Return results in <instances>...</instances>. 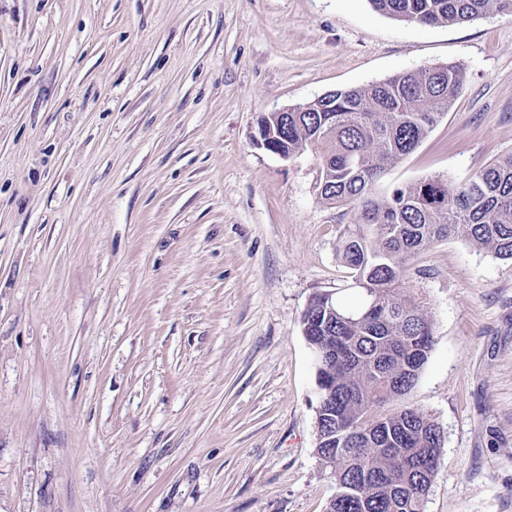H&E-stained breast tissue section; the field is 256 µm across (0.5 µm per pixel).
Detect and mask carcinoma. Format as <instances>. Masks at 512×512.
<instances>
[{
	"label": "carcinoma",
	"mask_w": 512,
	"mask_h": 512,
	"mask_svg": "<svg viewBox=\"0 0 512 512\" xmlns=\"http://www.w3.org/2000/svg\"><path fill=\"white\" fill-rule=\"evenodd\" d=\"M370 2L429 25L512 14V0ZM464 78L459 64L425 67L330 92L277 119L289 156L310 149L319 158L320 198L356 215L337 246L354 299L317 293L302 319L319 379L317 453L335 484L327 512H426L441 427L414 408L386 409L415 386L434 342L427 308L399 288L406 264L450 237L512 260V154L451 189L432 177L375 191L451 110Z\"/></svg>",
	"instance_id": "carcinoma-1"
}]
</instances>
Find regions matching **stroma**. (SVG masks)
Instances as JSON below:
<instances>
[{"mask_svg":"<svg viewBox=\"0 0 512 512\" xmlns=\"http://www.w3.org/2000/svg\"><path fill=\"white\" fill-rule=\"evenodd\" d=\"M465 82L379 188L512 153V15L370 0H0V512H326L315 293L350 298L318 160L260 118L422 67ZM434 344L426 512H512V261L461 238L402 281ZM396 19L420 24L462 23L490 11L512 14V0H370Z\"/></svg>","mask_w":512,"mask_h":512,"instance_id":"35a3bbf8","label":"stroma"}]
</instances>
